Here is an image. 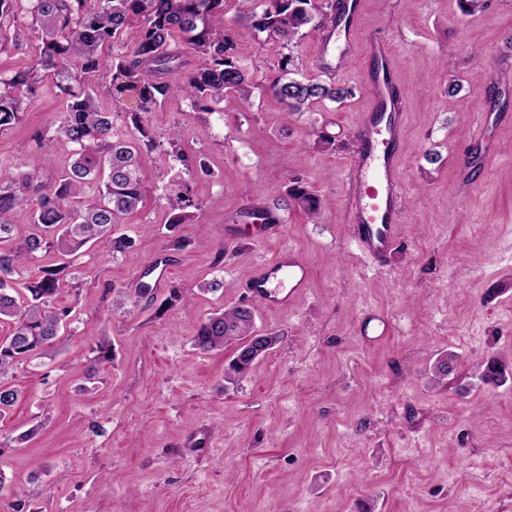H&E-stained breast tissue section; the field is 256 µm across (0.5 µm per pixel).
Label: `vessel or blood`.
<instances>
[{
  "label": "vessel or blood",
  "mask_w": 512,
  "mask_h": 512,
  "mask_svg": "<svg viewBox=\"0 0 512 512\" xmlns=\"http://www.w3.org/2000/svg\"><path fill=\"white\" fill-rule=\"evenodd\" d=\"M361 0H336V19L321 34L318 68L336 78L355 47L351 34L358 25ZM364 88L371 104L357 123V146L345 165V221L359 248L374 265H384L396 243L402 221V177L398 160L403 150L407 108L394 79L395 61L388 40L379 34L366 40ZM311 271L298 253L283 249L257 264L244 278L247 293L269 307H284L302 295Z\"/></svg>",
  "instance_id": "1"
}]
</instances>
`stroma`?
<instances>
[{
    "label": "stroma",
    "instance_id": "35a3bbf8",
    "mask_svg": "<svg viewBox=\"0 0 512 512\" xmlns=\"http://www.w3.org/2000/svg\"><path fill=\"white\" fill-rule=\"evenodd\" d=\"M362 2L343 103L289 117L272 94L250 109L228 95L208 113L175 92L148 115L156 138L178 129L209 168L188 181L201 211L184 231L200 243L170 262L182 297L159 317L127 297L168 243L164 190L182 166L161 147L143 207L121 226L137 247L82 257L79 287L57 298L70 328L5 379L21 398L0 416V512H12L15 490L38 512H512V382L482 378L491 359L512 371V0L472 16L457 0ZM238 12L225 0L244 64L270 73L279 45ZM373 33L389 38L408 109L405 222L381 267L360 254L343 207ZM65 103L43 84L0 131V187L35 162L70 167L52 139ZM484 112L509 118L487 125L497 152L467 192L459 150ZM318 131L337 147L316 143ZM293 177L320 200L319 222L291 210L272 233L242 218L255 198L274 205ZM288 247L310 266V285L288 308L255 304L257 329L280 340L226 383L235 348H196L198 325L243 302V274ZM212 280L220 288L202 291ZM369 310L392 323L374 344L358 333ZM99 335L112 361L95 369ZM443 357L453 368L438 381Z\"/></svg>",
    "mask_w": 512,
    "mask_h": 512
}]
</instances>
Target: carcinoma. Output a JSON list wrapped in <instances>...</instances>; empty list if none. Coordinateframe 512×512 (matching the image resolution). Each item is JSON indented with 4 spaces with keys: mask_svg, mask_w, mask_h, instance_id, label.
<instances>
[{
    "mask_svg": "<svg viewBox=\"0 0 512 512\" xmlns=\"http://www.w3.org/2000/svg\"><path fill=\"white\" fill-rule=\"evenodd\" d=\"M224 16V0H0V37L12 30L19 42L27 30L39 25V54L34 64L11 77L0 74V131L23 114L24 100L37 95L42 82L52 80L67 96V105L56 129L57 141L74 157L70 169L59 175L45 173L33 164L18 185L0 187V321L12 324L9 336L0 340V379L36 352L53 347L70 311L55 306L60 292L78 279L74 259L86 247L96 245L110 257L137 247L131 236L118 232L123 217L133 213L146 194L142 169L147 153L161 146L143 123L168 93L182 89L203 112L235 93L251 103L253 89L262 87L277 97L292 115L306 111L317 100L340 102L352 88L316 78L297 79L292 48L303 27H320L336 17V5L327 0H241L239 19L246 20L266 39L278 42L288 52L281 54L278 71L264 81L255 80L242 63L233 41V29L218 30L214 20ZM139 23L135 41L117 55L105 54L123 34L130 21ZM195 65L188 66L187 56ZM109 80L115 99L134 103L133 129L122 130L112 113L101 109L94 78ZM176 158L190 176L206 163L181 151ZM171 214L169 251H182L192 244L176 232L194 222L196 207L187 182L165 189ZM284 208L299 207L311 220L320 218L319 201L295 179L280 198ZM20 207L32 209L31 232L13 235L10 214ZM57 253L63 260L29 267L42 257ZM156 287L139 281L131 296L155 302ZM248 312L241 305L208 315L194 338L202 350L222 349L229 342L250 335ZM279 341L267 333L259 347H236L224 371V380L243 378L252 363ZM93 351V367L112 360L110 340L101 336ZM21 393L0 383V415L9 411Z\"/></svg>",
    "mask_w": 512,
    "mask_h": 512,
    "instance_id": "carcinoma-1",
    "label": "carcinoma"
}]
</instances>
